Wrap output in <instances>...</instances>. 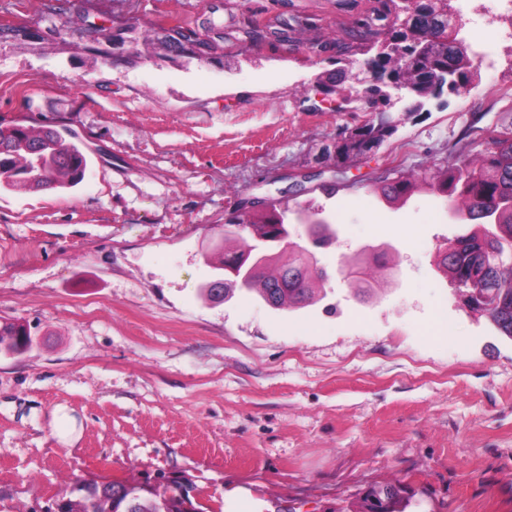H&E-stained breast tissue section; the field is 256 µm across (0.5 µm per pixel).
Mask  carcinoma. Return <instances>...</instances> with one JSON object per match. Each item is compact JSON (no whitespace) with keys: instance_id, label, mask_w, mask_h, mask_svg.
<instances>
[{"instance_id":"cac0c4a2","label":"carcinoma","mask_w":512,"mask_h":512,"mask_svg":"<svg viewBox=\"0 0 512 512\" xmlns=\"http://www.w3.org/2000/svg\"><path fill=\"white\" fill-rule=\"evenodd\" d=\"M449 0H421L424 19L394 32L378 54L377 65L392 70L405 83L416 88L426 99L433 89L423 81L426 73L448 69L458 76L449 84L451 93L459 94L478 76V64L463 39L460 27L448 24ZM120 41L125 55L116 61H132L143 56L142 47L153 46V56L168 57L175 45L178 56L201 60L211 50L209 43L198 41V33L185 29L162 28L144 30L136 22L120 29L103 24L96 27L93 41L101 45ZM395 132L374 117L356 127L336 142V158L347 159L365 154L380 146ZM91 162L78 138L50 126L14 124L0 126V189L35 191L45 183L49 190H65L81 184ZM389 205L405 204L423 191L437 193L446 199L454 221L470 224L469 232L457 236L439 249L437 271L456 284L459 292L477 289L484 296L485 317L502 336L512 340V131L502 132L473 156L452 164L434 163L420 173H402L375 183L373 188ZM298 223L316 224L325 229L321 246L334 244L336 228L320 217L310 205L294 207L273 201L252 208L242 216H230L224 222L223 260L215 266L224 298L237 292L254 293L275 309H295L314 300L316 283L325 280L324 272L313 268V259L298 251L295 241L284 248L265 242L267 272L246 275L242 265L231 267L226 259L240 261L250 255L254 243L264 242L277 224L290 219ZM288 261H281L283 253ZM379 256V248L370 246L358 253L356 271H341L351 279L356 290L372 288L362 277L369 260ZM29 327L19 322L0 323V354L9 355L22 345L21 337ZM179 481L145 480L129 483L103 478L80 480L69 496L60 499V512H205L198 500L182 495ZM421 509L423 502L413 499L399 484H386L366 490L360 497L357 512L377 509L379 512H408Z\"/></svg>"}]
</instances>
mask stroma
Listing matches in <instances>:
<instances>
[{"label":"stroma","mask_w":512,"mask_h":512,"mask_svg":"<svg viewBox=\"0 0 512 512\" xmlns=\"http://www.w3.org/2000/svg\"><path fill=\"white\" fill-rule=\"evenodd\" d=\"M378 7L125 0L124 19L220 20L224 35L202 62L102 66L78 44L112 0H0V26L31 32L0 40V124L70 128L91 159L74 189L0 190V322L40 338L0 355V512H44L83 478L160 473L212 512H336L394 481L426 512H512V340L435 269L464 227L431 192L400 208L373 193L381 174L456 163L512 130V59L468 93L392 106V135L337 160L377 107L313 80L363 69L334 46ZM247 195L335 224L323 296L294 310L202 296L221 259L209 239ZM367 244L386 250L363 298L337 270ZM59 408L77 420L66 443Z\"/></svg>","instance_id":"35a3bbf8"}]
</instances>
